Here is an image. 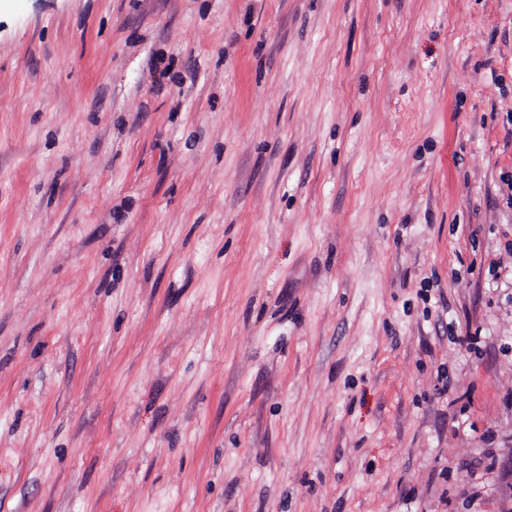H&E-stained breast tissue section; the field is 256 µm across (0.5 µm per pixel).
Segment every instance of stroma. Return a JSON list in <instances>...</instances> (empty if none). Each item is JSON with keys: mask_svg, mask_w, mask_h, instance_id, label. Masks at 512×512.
I'll list each match as a JSON object with an SVG mask.
<instances>
[{"mask_svg": "<svg viewBox=\"0 0 512 512\" xmlns=\"http://www.w3.org/2000/svg\"><path fill=\"white\" fill-rule=\"evenodd\" d=\"M0 512H512V0H0Z\"/></svg>", "mask_w": 512, "mask_h": 512, "instance_id": "1", "label": "stroma"}]
</instances>
